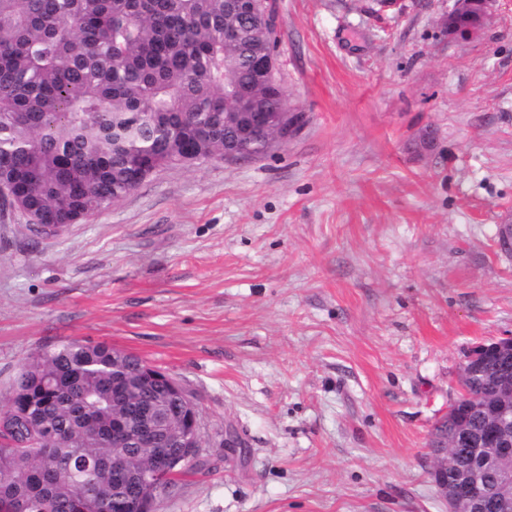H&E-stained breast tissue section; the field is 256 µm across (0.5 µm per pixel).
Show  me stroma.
<instances>
[{
  "mask_svg": "<svg viewBox=\"0 0 512 512\" xmlns=\"http://www.w3.org/2000/svg\"><path fill=\"white\" fill-rule=\"evenodd\" d=\"M266 5L298 133L56 234L0 209V401L41 348L105 342L200 411L156 512H448L431 432L512 335V0L466 40L453 0Z\"/></svg>",
  "mask_w": 512,
  "mask_h": 512,
  "instance_id": "obj_1",
  "label": "stroma"
}]
</instances>
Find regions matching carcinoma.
<instances>
[{
    "instance_id": "carcinoma-1",
    "label": "carcinoma",
    "mask_w": 512,
    "mask_h": 512,
    "mask_svg": "<svg viewBox=\"0 0 512 512\" xmlns=\"http://www.w3.org/2000/svg\"><path fill=\"white\" fill-rule=\"evenodd\" d=\"M239 0H0V187L32 224H76L123 199L143 173L224 158L237 129L226 112H276L284 92L266 86V46L247 18L227 37ZM142 360L106 344L46 347L20 366L0 417V503L24 512H135L139 470H160L170 448H112V399L162 428L182 407L163 375L126 383ZM493 358L470 384L487 395Z\"/></svg>"
}]
</instances>
